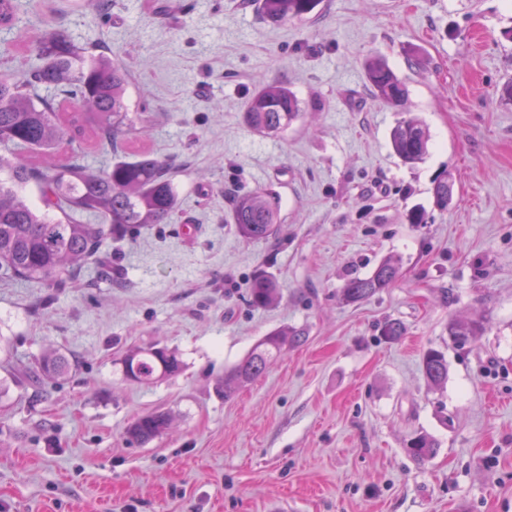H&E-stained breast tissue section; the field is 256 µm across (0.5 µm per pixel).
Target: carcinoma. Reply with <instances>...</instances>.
<instances>
[{
    "instance_id": "carcinoma-1",
    "label": "carcinoma",
    "mask_w": 512,
    "mask_h": 512,
    "mask_svg": "<svg viewBox=\"0 0 512 512\" xmlns=\"http://www.w3.org/2000/svg\"><path fill=\"white\" fill-rule=\"evenodd\" d=\"M320 4L321 0H257V9L270 22L304 21ZM18 22V0H0V28L16 30L20 54L33 53L40 61L21 75L0 73V267L19 280L53 285L99 253L115 227L138 229L171 222L179 206L174 162L142 152L102 170L86 165L85 142L117 149L129 136L148 131L152 116L130 111L128 69L115 55L77 45L50 23L40 35L30 37L18 29ZM365 74L376 99L392 107L405 104L407 84L383 59H369ZM303 111L288 84L273 78L248 96L242 120L258 134L278 135ZM429 140L427 127L416 117L401 119L391 132L394 153L409 166L425 160ZM65 144L70 158L62 161L59 151ZM30 187L37 193L35 204L27 197ZM453 190L451 174L438 178L433 187L436 207L447 209ZM231 216L242 238H268L280 224L276 195L260 188L238 196ZM400 276V262L387 258L369 277L349 280L342 297L348 303L365 301ZM279 298L275 279L257 272L249 290L251 305L268 307ZM484 329L481 320L452 321L448 343L462 347ZM301 339L286 327L259 339L224 372V398L254 382L288 345ZM120 363L125 380L136 384H153L181 371L176 352L155 345L127 352ZM70 369L69 360L57 354L39 363L40 374L50 379L64 377ZM422 370L432 388H441L448 381L445 353L427 350ZM170 424L169 413L150 412L136 418L127 435L144 445ZM406 447L417 461L437 452L434 440L422 433L410 437Z\"/></svg>"
}]
</instances>
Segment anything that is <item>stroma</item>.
I'll list each match as a JSON object with an SVG mask.
<instances>
[{"instance_id": "obj_1", "label": "stroma", "mask_w": 512, "mask_h": 512, "mask_svg": "<svg viewBox=\"0 0 512 512\" xmlns=\"http://www.w3.org/2000/svg\"><path fill=\"white\" fill-rule=\"evenodd\" d=\"M59 24L99 39L129 71L131 111L154 112L144 150L174 159L171 223L115 231L55 288L0 272V512H512V0H323L305 22L273 24L247 0H112ZM379 55L429 129L414 167L394 154L401 113L375 99ZM278 78L305 103L287 132L242 121L247 96ZM452 173L439 210L435 179ZM276 193L281 224L242 239L230 192ZM423 208L424 224L407 214ZM391 288L357 304L346 282L385 258ZM279 302L249 301L256 271ZM484 332L447 348L451 319ZM405 333L388 341L384 322ZM303 333L233 398L224 371L266 333ZM155 344L183 369L124 381L119 358ZM446 348L431 389L422 357ZM72 371L31 374L48 352ZM173 417L130 443L138 416ZM416 432L438 445L419 463Z\"/></svg>"}]
</instances>
